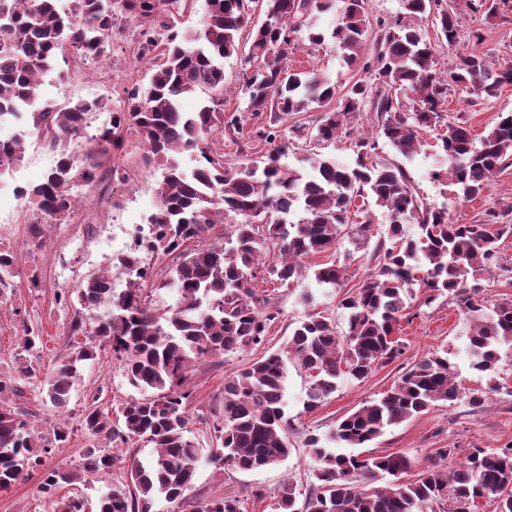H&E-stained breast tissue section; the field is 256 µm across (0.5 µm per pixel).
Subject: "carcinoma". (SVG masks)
Returning a JSON list of instances; mask_svg holds the SVG:
<instances>
[{
	"instance_id": "cac0c4a2",
	"label": "carcinoma",
	"mask_w": 512,
	"mask_h": 512,
	"mask_svg": "<svg viewBox=\"0 0 512 512\" xmlns=\"http://www.w3.org/2000/svg\"><path fill=\"white\" fill-rule=\"evenodd\" d=\"M0 0V121L30 117L33 128L56 142L79 138L92 116L110 112L109 120L92 137L96 146L122 144L120 131L132 127L150 157L161 163L158 203L150 216L153 233L150 257L177 255L156 289H172L175 303L153 307L143 288L149 270L143 258L118 257L128 280L112 287V277L89 275L78 293L70 330L112 351L124 362L131 386L139 392L120 403L116 419L90 403L80 420L84 432L117 446L141 440L152 445L145 460L130 464L128 483L109 486L98 496L93 512H155L164 500L187 504L193 512H242L238 497L205 498L197 494L200 463L218 470L256 471L286 461L291 454L292 424L285 415L288 363L295 359L311 379L303 402L310 412L336 392L340 378L362 381L379 366L403 353L394 338L409 312L416 290L428 292L427 303L448 296L470 323L465 353L469 367L490 372L500 348L512 346V299L492 300L468 275L498 269L499 237L512 231L504 224L492 231L496 212L481 224L453 220L448 207L420 197L408 171L395 162L378 163L373 154L382 140L408 158L418 152L417 130L432 129L443 120L448 86L459 85L471 102L495 98L504 84H512V69L493 71L489 57L476 46L480 33L469 34L474 49L460 58L449 78L441 75L436 45L415 25L434 10L439 0H402L403 12L391 21H378L379 52L362 61V49L371 29L364 0H262L265 21L249 27L250 0H206L203 27L195 32L180 27L194 0ZM509 0H448L436 11L437 38L458 42L464 14L481 12L492 19ZM337 12L329 31L344 63L360 64L373 72L378 87L357 80L344 89L320 71L285 70L288 45L306 32L308 40L324 42L313 30L314 13ZM138 28L142 53L152 54L147 84L126 91L109 109L99 100H77L62 109H32L46 72H57L59 62L78 50L95 61L109 56L112 41L126 24ZM246 39H241L243 31ZM248 45L252 75L243 85L247 111L295 115L322 111L312 126L296 124L286 131L267 122L253 138L270 145L254 160L226 166L210 156L208 137L220 129L237 151L245 152L241 118L224 115L210 97L194 112L181 108L183 98L203 90H224V59ZM374 108L372 136L355 141L356 157L339 164L325 157L299 158L310 173L285 166L281 157L291 139L323 143L336 139L349 116ZM196 152L201 162L183 169L176 155ZM23 159L21 141L0 139V174ZM512 165V111L502 112L495 124L476 137L467 122L448 124L431 178L451 187L458 202L483 196L491 177ZM95 166L76 169L68 149L60 151L43 182L17 190L38 215L40 225L68 214L74 205L72 187L94 178ZM371 202L390 215L385 237L375 245L377 264L367 281L346 292L340 306L347 312V328L323 311L311 312L292 330L288 347L267 350L248 367L224 381V412L214 425L217 447L204 450L189 435L187 387L192 367L227 352L258 346L278 312L259 297L258 273L263 279L286 283L302 273V260L336 250L341 239L360 245L367 241L370 221L355 224L351 217L369 212ZM230 221L220 241L206 243L216 225ZM417 228L409 235L406 226ZM199 240L188 252L184 245ZM14 260L0 249V295L10 287ZM315 281L334 289L344 287L343 267L329 261L314 270ZM94 359L83 346L58 362L47 382V397L58 408L66 406L85 362ZM22 391L15 381L0 377V491L6 492L29 472L42 466L69 440L65 427L54 429L46 444L27 430L11 398ZM454 364L448 356L433 354L406 369L379 399L347 415L331 432L309 434L306 445L316 462L317 488L297 506L296 487H282L277 512H447L452 502L467 512L478 498H495L497 512H512V444L503 448H471L466 460L444 467L455 453L440 448L419 474L404 478L413 466L402 454L365 457L353 452L366 448L386 428L416 417L442 403L459 399ZM114 458L89 448L76 470L48 469L39 492L54 501L53 512H87L89 500L74 492L55 498L57 491L85 477L112 471ZM394 483L375 487L377 475Z\"/></svg>"
}]
</instances>
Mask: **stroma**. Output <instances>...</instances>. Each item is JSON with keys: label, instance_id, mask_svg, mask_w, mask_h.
<instances>
[{"label": "stroma", "instance_id": "35a3bbf8", "mask_svg": "<svg viewBox=\"0 0 512 512\" xmlns=\"http://www.w3.org/2000/svg\"><path fill=\"white\" fill-rule=\"evenodd\" d=\"M482 37V51L490 57L492 68L512 67V11L504 10L498 17L487 20L482 15L470 14L462 21V40L456 45L441 44L439 55L444 69L454 68L460 56L470 49L467 37L470 31ZM139 36L135 25H127L123 37L114 41L107 65L79 56H69L64 75L46 76L39 91L38 106L65 107L79 100H102L114 103L124 97L127 89L147 84L151 72L147 60L138 59ZM248 67L244 55L238 54L224 61V112L242 114L244 134L254 133L265 124V117H253L246 110L241 93L243 74ZM292 70L317 69L345 87L364 78L361 67H347L342 62L333 42L310 44L306 36H299L288 55ZM512 111V84L502 86L498 96L489 104L470 103L465 92L452 89L448 96L444 119L468 123L474 135L493 124L499 112ZM102 117H93L85 138L69 142L65 149L72 153L77 167L95 162V179L75 191L77 203L60 223L45 225L40 238H32L30 226L36 217L25 203L13 194L15 186L34 185L56 164L62 147L39 137L27 121L0 128V138L12 136L22 140L24 157L10 174L0 177V247L9 248L14 255V275L10 288L0 296V376L16 377L23 391L13 404L31 432L42 442L53 439V430L68 427L70 438L65 448L45 459L43 469H76L86 449L101 447L102 442L84 433L79 417L90 400L109 412H117L119 404L135 390L129 384L122 362L113 358L110 350L97 348L96 357L89 361L82 377L71 394L65 410L56 409L46 395L44 382L57 361L62 360L85 342V335H72L70 324L78 305V292L90 274L110 270L120 276L116 258L122 254L120 240L124 228L146 223L154 212L156 188L161 178L160 168L149 161L136 141L134 132H124L122 147L98 152L94 160L86 154ZM422 146L410 159H402L390 145L380 144L381 161L401 162L410 171L415 186L428 201L445 202L444 188L430 179L438 153L436 131H420ZM121 169L125 181L113 179V169ZM497 211L502 223L512 224V167L496 174L480 200L452 205L454 219L464 224L479 223L484 212ZM371 243L357 249L342 243L335 254L326 253L306 257L302 275L289 283L268 282L258 289L269 298L280 316L268 329L263 346L224 354L222 358L206 361L192 370L190 387L192 397L188 405V430L196 444L212 448L217 444L214 424L223 414L222 396L226 378L238 373L259 357L264 348L283 349L288 344L292 328L310 309L317 308L331 315L337 327H344L345 312L339 306L340 296L331 289L316 284L315 265L336 260L345 273L346 289L360 287L370 273L373 243L385 231L389 216L384 209L370 210ZM311 294L312 302H304V294ZM423 294H416L411 309L412 323L402 324L398 338L403 344L402 355L377 368L366 380H342L336 392L320 407L305 412L302 401L309 387V379L299 367L289 369L286 382V413L293 425L291 454L282 464L255 472H241L232 468L217 471L200 466L196 486L211 494L239 496L243 512H274L284 483H294L301 494L316 487L313 476L315 462L305 445L308 432L328 433L345 415L370 400L381 397L390 389L405 369L433 353L447 354L459 365L457 382L462 391H488L489 396L479 411H471L466 398L450 404H438L428 412L389 427L369 447L376 455L401 453L424 462L440 448H454L457 459H464L468 448H501L512 444V349L500 350L501 360L496 374L487 375L469 369L465 359L467 323L460 308L448 297L424 304ZM33 328L42 343L33 350H19L25 328ZM32 364L36 374L31 378L17 377L18 358ZM502 385V392H489V383ZM150 452L147 443L133 447L112 448L115 459L110 475L92 479L82 485L81 491L89 499H96L108 485H122L127 481L130 457L145 458ZM34 470L9 492L0 493V512H44V502L38 495L42 471Z\"/></svg>", "mask_w": 512, "mask_h": 512}]
</instances>
